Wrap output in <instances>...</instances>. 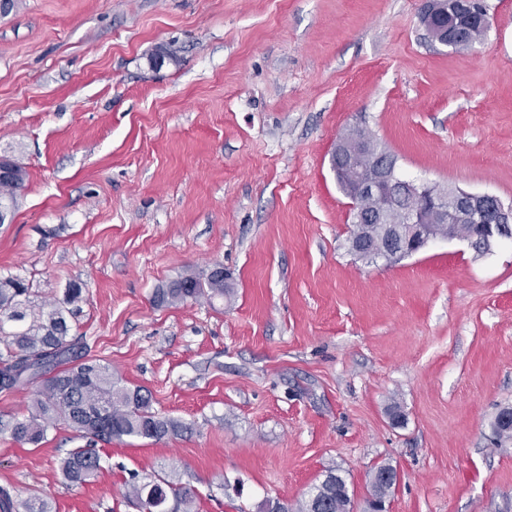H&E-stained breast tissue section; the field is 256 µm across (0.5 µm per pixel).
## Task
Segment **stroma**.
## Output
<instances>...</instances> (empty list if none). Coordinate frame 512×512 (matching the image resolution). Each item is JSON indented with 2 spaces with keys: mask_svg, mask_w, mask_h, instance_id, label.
<instances>
[{
  "mask_svg": "<svg viewBox=\"0 0 512 512\" xmlns=\"http://www.w3.org/2000/svg\"><path fill=\"white\" fill-rule=\"evenodd\" d=\"M471 50L432 41L420 0H16L0 15V156L27 177L0 277L38 300L81 282L90 358L181 421L97 444L14 440L32 386L0 392V487L50 512H140L133 475L195 512L296 505L335 468L355 512L375 467L388 512H512V242L435 239L397 263L348 250L339 135L367 131L412 181L512 204V0ZM222 268L231 298L156 306ZM402 416L392 419L391 406ZM100 469V457L95 448H77L61 462L62 474L71 484H83Z\"/></svg>",
  "mask_w": 512,
  "mask_h": 512,
  "instance_id": "stroma-1",
  "label": "stroma"
}]
</instances>
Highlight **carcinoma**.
<instances>
[{
    "instance_id": "obj_1",
    "label": "carcinoma",
    "mask_w": 512,
    "mask_h": 512,
    "mask_svg": "<svg viewBox=\"0 0 512 512\" xmlns=\"http://www.w3.org/2000/svg\"><path fill=\"white\" fill-rule=\"evenodd\" d=\"M6 173L0 176V208L14 209L16 195L26 172L19 163L6 161ZM349 240L363 251L378 249L377 242H395L378 224H355ZM232 288L225 281L224 270L213 269L206 280L183 278L159 288L154 302L176 305L189 299L209 300L228 297ZM84 300L83 286L72 282L63 299L46 306L33 300L32 286L20 277H0V392H11L39 379L33 393L29 415L17 419L11 435L17 441L37 445L48 429L62 422L89 444L110 443L123 438L160 441L184 429L173 418L153 411L149 391L127 387L112 375V369L87 359L83 337L72 334L69 319L75 317ZM493 429L502 441L512 440V408H502ZM100 469L95 449L77 448L61 462L62 474L71 484H83ZM394 469L376 467L372 473V497L384 500L395 483L382 479ZM129 498L149 512H194L190 489L163 476L129 484ZM352 498L346 481L331 467L314 484L296 507L281 505L282 512H350ZM49 512L40 497L18 503L7 489L0 490V512Z\"/></svg>"
}]
</instances>
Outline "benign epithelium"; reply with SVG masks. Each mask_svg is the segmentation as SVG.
<instances>
[{
  "label": "benign epithelium",
  "instance_id": "benign-epithelium-1",
  "mask_svg": "<svg viewBox=\"0 0 512 512\" xmlns=\"http://www.w3.org/2000/svg\"><path fill=\"white\" fill-rule=\"evenodd\" d=\"M477 0H421V21L433 40L445 47H454L468 26L463 18L480 16V26L489 25L485 10L476 9ZM372 138L360 131L351 138L336 141L333 170L336 177L350 182L347 194L351 200L353 223L389 224L403 240L401 249L381 251L373 258L391 264L425 247L435 236L431 224H469L468 245L478 253L512 236V204H506L488 193H472L456 185L434 186L394 181L396 161L383 149L369 156ZM402 190L413 197L416 207L396 221L391 216L389 196Z\"/></svg>",
  "mask_w": 512,
  "mask_h": 512
}]
</instances>
